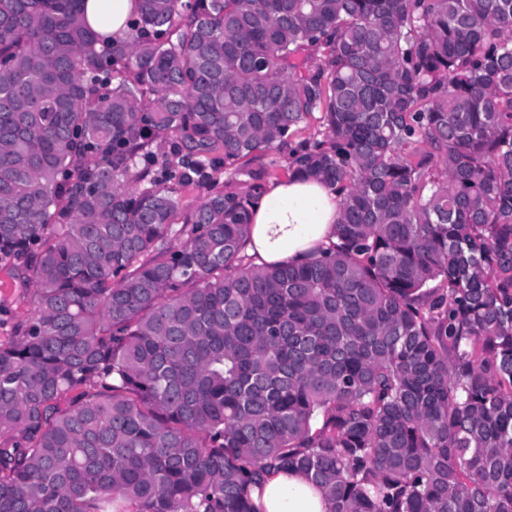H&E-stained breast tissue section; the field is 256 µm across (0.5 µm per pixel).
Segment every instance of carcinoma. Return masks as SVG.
Listing matches in <instances>:
<instances>
[{
  "label": "carcinoma",
  "mask_w": 512,
  "mask_h": 512,
  "mask_svg": "<svg viewBox=\"0 0 512 512\" xmlns=\"http://www.w3.org/2000/svg\"><path fill=\"white\" fill-rule=\"evenodd\" d=\"M137 2L0 0V512H512V0ZM285 147L337 242L259 265ZM134 0H87L85 17L88 25L102 33H112V39L125 36L124 22L131 12ZM112 13V21L104 22L106 13ZM13 288V279L5 270H0V302L11 307L13 319L8 316L0 315V340L9 337L12 331L13 323L23 320L33 313L34 305L28 298L20 297ZM262 495L254 487L251 497L263 512H328L321 493L295 472L267 470L261 479Z\"/></svg>",
  "instance_id": "carcinoma-1"
}]
</instances>
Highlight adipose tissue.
I'll use <instances>...</instances> for the list:
<instances>
[{
    "label": "adipose tissue",
    "instance_id": "1",
    "mask_svg": "<svg viewBox=\"0 0 512 512\" xmlns=\"http://www.w3.org/2000/svg\"><path fill=\"white\" fill-rule=\"evenodd\" d=\"M134 0H87L85 17L94 30L121 38ZM339 219L337 193L316 179L290 178L269 183L251 208L248 254L257 263L305 262L335 242ZM253 501L263 512H327L321 493L295 472L272 468Z\"/></svg>",
    "mask_w": 512,
    "mask_h": 512
}]
</instances>
